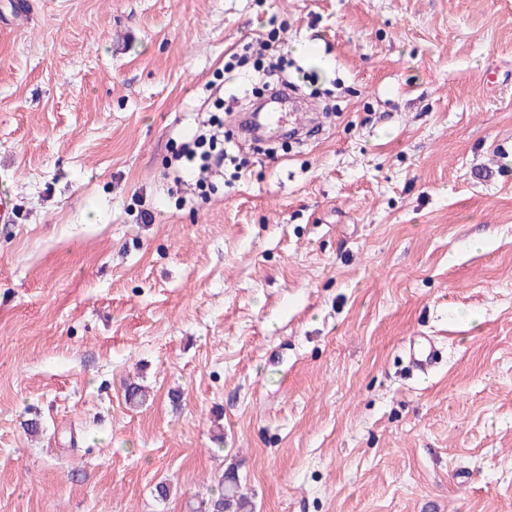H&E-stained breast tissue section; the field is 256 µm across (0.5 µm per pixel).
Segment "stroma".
I'll list each match as a JSON object with an SVG mask.
<instances>
[{"label": "stroma", "instance_id": "obj_1", "mask_svg": "<svg viewBox=\"0 0 512 512\" xmlns=\"http://www.w3.org/2000/svg\"><path fill=\"white\" fill-rule=\"evenodd\" d=\"M0 194V512H512V0H0ZM258 74L255 76L260 82L263 83L265 87L272 86V90L276 89L274 95L278 92L286 91L289 87H291V83L284 76H280L277 72L281 73V67L278 66V62L274 64H269L267 68L261 70L258 68ZM276 76V78H275ZM206 143H208L209 150L203 152L201 154V160L204 162L200 166V170L203 171L208 168L209 161H213L216 166L223 167L226 163H229L234 166V169L240 168V163H237V158L235 155H232L228 149H224V147H219L218 141L214 138V135L209 136L207 138L204 134H199L192 142L183 143L182 151L180 153V158L186 157L189 160L195 158L197 154V150L203 147ZM408 363L412 371L424 376L431 373L439 363V350L431 341H413L408 349ZM221 491L203 502L202 512H253L250 497L242 492L234 476L222 474L218 480Z\"/></svg>", "mask_w": 512, "mask_h": 512}]
</instances>
